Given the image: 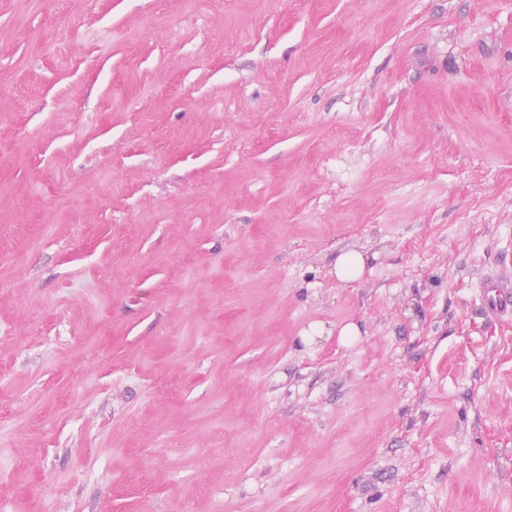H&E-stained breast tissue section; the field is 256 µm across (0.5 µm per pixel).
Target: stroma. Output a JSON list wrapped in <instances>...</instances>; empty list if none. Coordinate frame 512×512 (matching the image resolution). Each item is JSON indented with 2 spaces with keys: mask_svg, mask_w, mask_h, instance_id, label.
<instances>
[{
  "mask_svg": "<svg viewBox=\"0 0 512 512\" xmlns=\"http://www.w3.org/2000/svg\"><path fill=\"white\" fill-rule=\"evenodd\" d=\"M510 273L512 0H0V512H512ZM365 267V257L362 253L345 251L336 258L334 271L340 282L352 283L362 277ZM487 288L486 310L493 314H512V276L491 282Z\"/></svg>",
  "mask_w": 512,
  "mask_h": 512,
  "instance_id": "1",
  "label": "stroma"
}]
</instances>
